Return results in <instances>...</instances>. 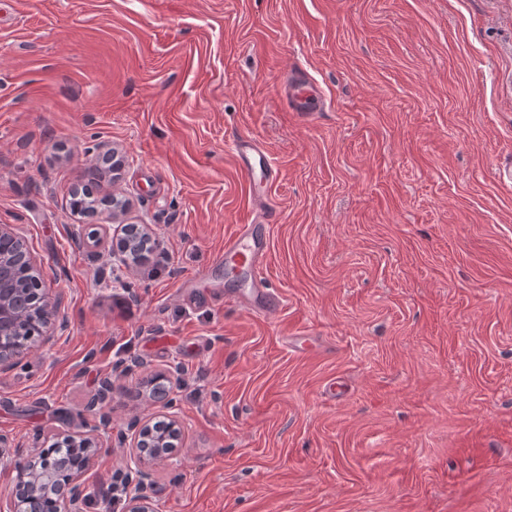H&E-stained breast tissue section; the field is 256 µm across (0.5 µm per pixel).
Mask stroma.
I'll return each instance as SVG.
<instances>
[{
	"instance_id": "35a3bbf8",
	"label": "stroma",
	"mask_w": 512,
	"mask_h": 512,
	"mask_svg": "<svg viewBox=\"0 0 512 512\" xmlns=\"http://www.w3.org/2000/svg\"><path fill=\"white\" fill-rule=\"evenodd\" d=\"M296 71L322 111H289ZM240 137L278 169L262 314L218 260L254 208ZM509 160L512 0H14L0 225L69 328L0 370V492L12 460L98 426L104 378L119 429L167 373L184 433L157 512H512ZM86 184L128 211L73 213ZM123 224L161 253L73 244ZM128 457L94 455L87 512H114ZM122 252L129 254V245L135 242L139 248V259L141 261L148 257L151 252L158 250L160 239L154 236L147 224H129L124 229V237L122 238Z\"/></svg>"
}]
</instances>
